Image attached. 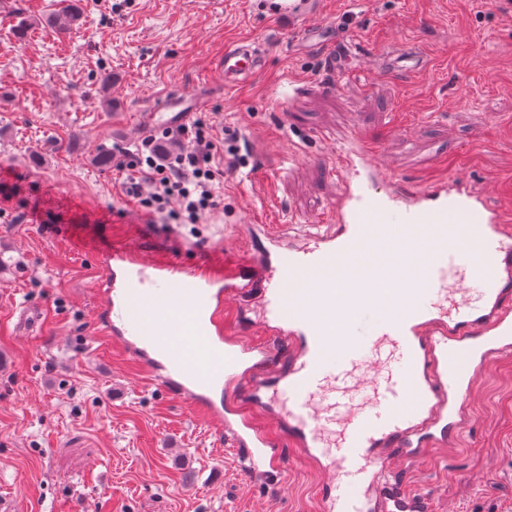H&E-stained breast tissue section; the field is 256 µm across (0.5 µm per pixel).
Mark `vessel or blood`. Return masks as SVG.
<instances>
[{
	"instance_id": "vessel-or-blood-1",
	"label": "vessel or blood",
	"mask_w": 512,
	"mask_h": 512,
	"mask_svg": "<svg viewBox=\"0 0 512 512\" xmlns=\"http://www.w3.org/2000/svg\"><path fill=\"white\" fill-rule=\"evenodd\" d=\"M320 0H277L275 13L326 56L331 74L353 52L312 23ZM391 73L421 70V49L386 56ZM260 46L226 47L216 62L225 88L247 84L265 66ZM196 99L165 95L147 128L185 124ZM334 224L301 245L279 234L275 265L253 259L248 276L211 262L146 260L125 244L94 248L101 268L98 322L209 415L248 451L244 471L279 475L280 451L234 406L213 394L250 381L270 398L301 447L325 472L323 512H423L393 481L390 446L408 459L455 443L476 379L512 355V229L488 188L451 175L417 187L390 180L361 138L347 140ZM260 286L265 323L297 339L276 384L257 377V355L224 337L225 296Z\"/></svg>"
}]
</instances>
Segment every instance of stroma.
<instances>
[{"label":"stroma","mask_w":512,"mask_h":512,"mask_svg":"<svg viewBox=\"0 0 512 512\" xmlns=\"http://www.w3.org/2000/svg\"><path fill=\"white\" fill-rule=\"evenodd\" d=\"M0 11V500L18 512H321L315 463L287 424L225 391L281 450L283 479L248 477L223 429L154 382L98 333L89 248L130 246L191 265L266 252V232L327 224L340 145L369 144L398 182L464 174L512 208V9L503 0H322L371 54L419 45L407 78L324 58L273 18L268 0H81L76 25L48 22L58 0ZM255 40L267 65L224 90L225 47ZM109 73L111 86L99 75ZM177 91L235 136L246 166L225 165L219 207L197 224L148 217L118 166L143 115ZM111 165L98 163L101 150ZM258 289L232 297L224 329L264 346L268 377L292 343L269 334ZM454 448L397 461V480L427 512H512V357L475 385Z\"/></svg>","instance_id":"stroma-1"}]
</instances>
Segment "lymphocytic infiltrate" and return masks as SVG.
<instances>
[{
	"label": "lymphocytic infiltrate",
	"mask_w": 512,
	"mask_h": 512,
	"mask_svg": "<svg viewBox=\"0 0 512 512\" xmlns=\"http://www.w3.org/2000/svg\"><path fill=\"white\" fill-rule=\"evenodd\" d=\"M165 137L162 143L144 138L131 154L127 166L139 176L131 192L151 214L170 212L181 223H199L219 205L215 184L224 175V160L242 166L246 159L234 138L218 135L204 120L167 130Z\"/></svg>",
	"instance_id": "1"
}]
</instances>
